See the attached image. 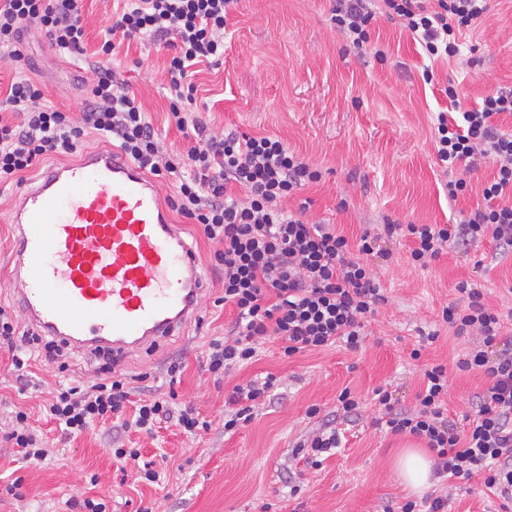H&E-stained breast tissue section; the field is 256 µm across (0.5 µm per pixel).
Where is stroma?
Segmentation results:
<instances>
[{
    "label": "stroma",
    "instance_id": "1",
    "mask_svg": "<svg viewBox=\"0 0 512 512\" xmlns=\"http://www.w3.org/2000/svg\"><path fill=\"white\" fill-rule=\"evenodd\" d=\"M489 8L464 32L461 57L428 63L419 44L394 21L380 19L366 50L349 46L329 23L330 0H243L228 22L224 59L202 67L193 78L197 96L209 108L214 133L232 128L249 135H272L322 170L318 183L290 198L287 207L306 221L335 225L358 241L364 231L391 219L401 224H453L483 200L495 175L491 162L471 168L463 195L449 198L433 143L436 112L448 108L444 93L455 84L462 108L477 106L493 87L512 83V0H489ZM86 53L100 47L112 22L114 0H81ZM25 62L0 52V90L28 75L48 104L80 114L95 74L81 61L59 55L37 32L25 34ZM131 90L150 113L167 148L188 142L166 122L167 54L148 38L124 44L117 57ZM433 78L424 82L425 65ZM17 184H0V306H13L7 284L10 261V208ZM186 236L206 265L207 295L199 324L162 341L154 351H137L121 366L146 374L147 395L176 393L177 403L193 404L209 422L196 439L173 423L153 433L123 431L116 420L97 423L75 437L62 435L43 407L55 385L53 367L33 362L17 380L0 350V512H68L67 499L93 496L91 475L109 493L107 512H385L410 495L396 462L404 449L425 448L424 440L373 426L378 414L374 392L392 387L402 409L412 408L424 387L428 363L448 367V414L460 419L489 381L458 370L459 354L472 345L455 336L441 319L444 306L458 299L462 281L481 284L485 305L512 310V254L497 253L491 239L460 250L449 248L426 266L413 265L408 241L385 240L388 260L372 258L387 298L367 327L362 350L343 346L284 357L269 340L259 355L222 385L206 371L205 350L235 319L232 308L216 305L223 293L221 274L209 267L211 243L196 225ZM420 359H411L413 348ZM184 369L170 381L169 360ZM272 375L281 380L274 397L236 432L224 430L225 403L235 385ZM363 402L362 417L346 425L341 448L320 467L307 466L297 445L319 427L307 415L335 411L343 389ZM32 411V426L52 450L42 462L20 458L4 439L15 406ZM140 449L144 459H165L170 494L135 482L112 460V448ZM22 478V499L4 494Z\"/></svg>",
    "mask_w": 512,
    "mask_h": 512
}]
</instances>
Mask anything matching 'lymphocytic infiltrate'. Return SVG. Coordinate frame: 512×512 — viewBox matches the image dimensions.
I'll list each match as a JSON object with an SVG mask.
<instances>
[{
	"label": "lymphocytic infiltrate",
	"instance_id": "lymphocytic-infiltrate-1",
	"mask_svg": "<svg viewBox=\"0 0 512 512\" xmlns=\"http://www.w3.org/2000/svg\"><path fill=\"white\" fill-rule=\"evenodd\" d=\"M240 0H124L91 66L95 82L80 118L46 105L39 83L32 78L13 82L0 98V112L14 114L0 122V183L22 181L41 158L70 156L80 151L87 134L117 142L140 168L158 179H175L169 207L199 225L213 246L211 263L224 282L219 304L232 306L237 316L223 337L212 339L206 364L214 381H223L249 363L266 340L280 341L284 357L345 343L352 350L365 341L364 327L385 296L363 256L375 241L363 233L358 242L329 224H310L289 213L285 204L322 172L304 161L279 138L231 131L212 135L197 108L192 82L200 64L224 55L228 20ZM488 9V0H336L330 21L355 49L370 43L378 15L398 18L428 58L451 59L461 53V37ZM37 27L61 54L84 57L85 29L78 0H0V48L23 59L28 27ZM148 36L169 50L168 89L171 123L188 139L186 150L161 145L152 118L144 112L120 72L110 65L124 41ZM444 93L449 111L439 112L434 143L438 160L452 175L448 195L457 198L468 183L465 163L482 158L496 169L483 189V206L454 224L385 222L384 236H401L411 243L413 264L423 266L450 247H465L491 237L497 249L512 251V205L498 200L512 193V133L501 131L494 119L512 114V84L487 92L479 107L461 110L455 86ZM237 194H230V187ZM459 302L443 308L442 319L456 335L474 345L457 362L459 370L490 378L458 428L444 411L448 368L426 365L425 388L409 410L395 409L392 394L377 389L379 417L375 425L392 433L423 439L435 454L436 475L470 481L482 474L484 486L502 498L503 512H512V336L501 332V313L490 310L477 284L458 283ZM7 348L17 378L29 374L32 357L69 367L68 355L56 340L19 331L12 313L0 307V348ZM100 378L86 385L59 381L46 407L65 434L81 433L94 422L119 416L135 404L133 420L123 429H151L176 419L188 436L207 429L193 406L173 410L164 396L133 403L135 378L100 366ZM277 379L265 377L236 385L228 397L225 431L251 420L253 410L271 397Z\"/></svg>",
	"mask_w": 512,
	"mask_h": 512
}]
</instances>
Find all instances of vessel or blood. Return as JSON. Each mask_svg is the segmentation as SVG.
<instances>
[{
	"mask_svg": "<svg viewBox=\"0 0 512 512\" xmlns=\"http://www.w3.org/2000/svg\"><path fill=\"white\" fill-rule=\"evenodd\" d=\"M8 275L24 320L74 350L128 354L182 330L206 292L156 180L116 146L85 149L11 205Z\"/></svg>",
	"mask_w": 512,
	"mask_h": 512,
	"instance_id": "b4317fda",
	"label": "vessel or blood"
}]
</instances>
